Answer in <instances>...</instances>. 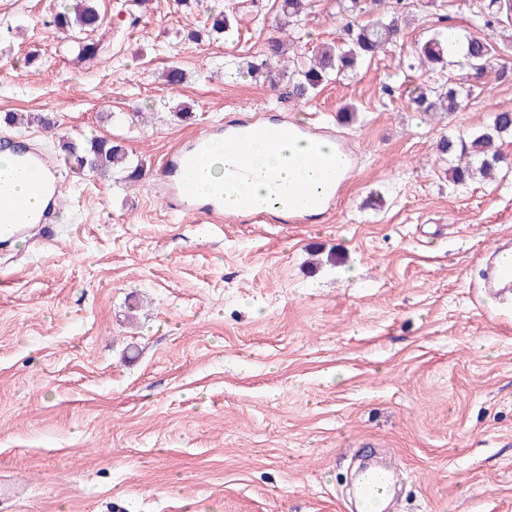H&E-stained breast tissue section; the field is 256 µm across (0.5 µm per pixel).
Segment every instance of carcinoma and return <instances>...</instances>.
<instances>
[{"instance_id": "obj_1", "label": "carcinoma", "mask_w": 512, "mask_h": 512, "mask_svg": "<svg viewBox=\"0 0 512 512\" xmlns=\"http://www.w3.org/2000/svg\"><path fill=\"white\" fill-rule=\"evenodd\" d=\"M386 0H339L342 11L350 18L345 25V38L337 43L318 47L307 62L292 71L293 93L299 100H306L323 84L332 80L335 74L353 72L359 64L374 58L397 42L401 28L399 7L403 0H395L398 8L390 14L368 10L365 4L379 5ZM308 0H282L281 22L277 35L267 39L263 57L247 63L248 73L262 77L271 85H277L283 77L273 62L284 54V31H299L307 13ZM488 12L478 17L477 32L458 37L448 42V32L435 29L429 39L417 51L418 67L429 71L436 67L458 66L472 72L477 78L499 74L498 48L489 36L481 33L491 29L501 18L512 14V0H489ZM371 15L364 21L363 14ZM210 34L226 36L232 30L236 18L218 6L210 8ZM103 18L96 6V0H76L73 7L63 6L52 15L51 24L55 29L69 35L82 59L95 60L103 52L102 41L94 36L102 26ZM469 90L461 85L441 84L431 89L418 88L411 97V104L419 112H460L467 106ZM34 122L47 131L55 128V121L49 114H37L27 119L14 112L0 115V124L15 127L23 121ZM512 134V111L490 113L488 124L482 131L457 140L444 139L439 150L458 163L450 164L448 181L463 185L480 176L491 178L500 166L507 162L501 147L497 145L505 134ZM61 149L69 158L76 160L82 170L98 175L116 173L122 179L135 183L142 179L143 164L131 158L125 147L104 137H95L84 142L62 141Z\"/></svg>"}]
</instances>
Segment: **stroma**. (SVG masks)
Masks as SVG:
<instances>
[{
    "label": "stroma",
    "mask_w": 512,
    "mask_h": 512,
    "mask_svg": "<svg viewBox=\"0 0 512 512\" xmlns=\"http://www.w3.org/2000/svg\"><path fill=\"white\" fill-rule=\"evenodd\" d=\"M60 2L0 0V113L119 139L144 176L67 168L55 243L0 261V512H351L347 468L373 445L404 484L397 512H512V306L483 292L512 241V171L455 187L437 149L512 110V21L490 33L504 78L440 72L471 86L444 117L409 103L402 66L483 0H408L396 46L303 104L284 100L288 80L236 70L281 0H224L228 39L204 36L201 4L97 0L106 48L90 64L49 24ZM344 24L338 0H311L303 48ZM184 106L192 119L173 120ZM138 109L145 122L105 119ZM266 109L334 123L359 149L333 217L169 215L156 175L170 148Z\"/></svg>",
    "instance_id": "1"
}]
</instances>
